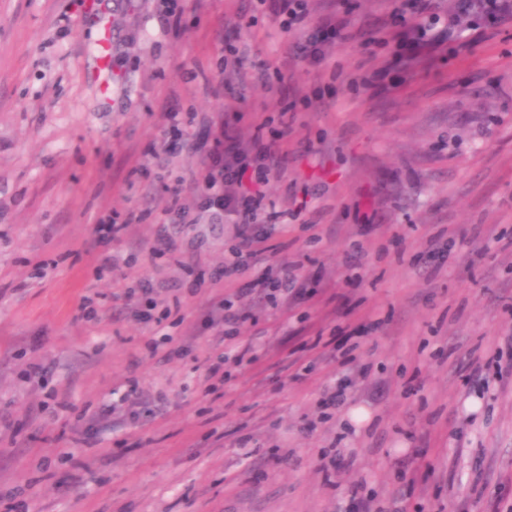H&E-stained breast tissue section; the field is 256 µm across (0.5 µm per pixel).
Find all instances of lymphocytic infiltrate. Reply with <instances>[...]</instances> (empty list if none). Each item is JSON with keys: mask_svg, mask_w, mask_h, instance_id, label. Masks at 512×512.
I'll return each instance as SVG.
<instances>
[{"mask_svg": "<svg viewBox=\"0 0 512 512\" xmlns=\"http://www.w3.org/2000/svg\"><path fill=\"white\" fill-rule=\"evenodd\" d=\"M326 12L322 19L307 32L303 50L311 64H319L327 48L357 41L358 34L351 26L348 15L337 9L336 0H322ZM430 13L429 25L406 21L403 9H394L377 30L375 44L385 45L389 41H413L428 46L441 42L443 35H456L466 40L467 29L461 28V19L475 16L489 27H496L512 21V0H454L449 16L438 13L437 0H425ZM257 132L256 146L244 148L238 141L234 122L225 121L221 137L213 142L199 145L198 153L202 165L194 182L200 188L207 205L217 207L224 214L225 221L242 225L244 245L233 251L224 262L225 274H232L248 268L249 248L259 246L264 237L261 227L276 223L277 213L266 211V184L280 178L288 166L291 156L292 122L285 119L278 131L270 138H263L262 131L267 122L262 117L253 121Z\"/></svg>", "mask_w": 512, "mask_h": 512, "instance_id": "lymphocytic-infiltrate-1", "label": "lymphocytic infiltrate"}]
</instances>
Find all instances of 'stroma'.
Returning a JSON list of instances; mask_svg holds the SVG:
<instances>
[{
  "mask_svg": "<svg viewBox=\"0 0 512 512\" xmlns=\"http://www.w3.org/2000/svg\"><path fill=\"white\" fill-rule=\"evenodd\" d=\"M473 38L410 75L383 71L392 44L314 69L261 0H0V512H512V25ZM229 43L269 88H225ZM235 97L246 141L298 104L261 257L298 270L274 300L257 268L224 277L248 354L209 390L198 318L243 236L190 145ZM174 186L187 221L165 226ZM144 279L184 324L129 316ZM132 379L147 402L98 421Z\"/></svg>",
  "mask_w": 512,
  "mask_h": 512,
  "instance_id": "stroma-1",
  "label": "stroma"
}]
</instances>
